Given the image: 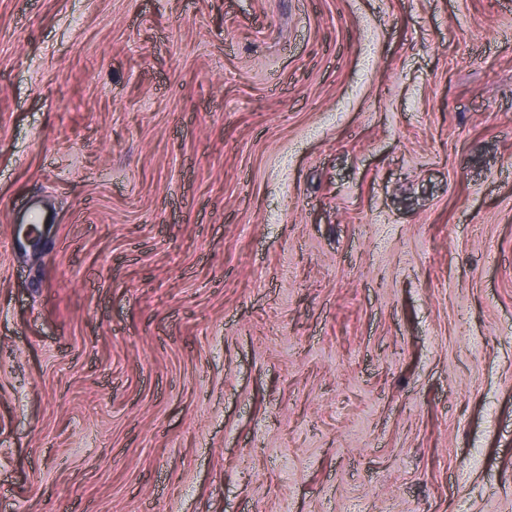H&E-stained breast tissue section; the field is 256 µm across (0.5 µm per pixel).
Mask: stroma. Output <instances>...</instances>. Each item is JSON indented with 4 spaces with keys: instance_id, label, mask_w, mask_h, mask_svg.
<instances>
[{
    "instance_id": "35a3bbf8",
    "label": "stroma",
    "mask_w": 512,
    "mask_h": 512,
    "mask_svg": "<svg viewBox=\"0 0 512 512\" xmlns=\"http://www.w3.org/2000/svg\"><path fill=\"white\" fill-rule=\"evenodd\" d=\"M0 512H512V0H0Z\"/></svg>"
}]
</instances>
